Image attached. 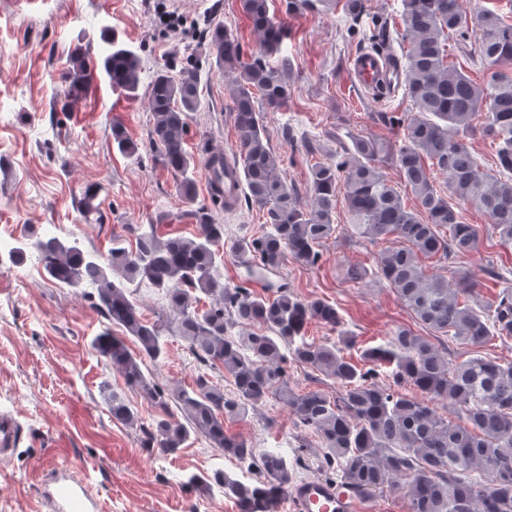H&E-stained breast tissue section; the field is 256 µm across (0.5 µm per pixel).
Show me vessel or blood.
Masks as SVG:
<instances>
[{
  "label": "vessel or blood",
  "instance_id": "vessel-or-blood-1",
  "mask_svg": "<svg viewBox=\"0 0 512 512\" xmlns=\"http://www.w3.org/2000/svg\"><path fill=\"white\" fill-rule=\"evenodd\" d=\"M351 75L355 84L368 91L399 84L403 74L382 52L365 51L353 57ZM17 420L0 413V456L11 454L19 443ZM48 496L55 512H97L98 504L88 486L67 477L65 469L50 473ZM283 498L290 512H365L363 500L341 482L306 479L285 488Z\"/></svg>",
  "mask_w": 512,
  "mask_h": 512
}]
</instances>
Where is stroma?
Masks as SVG:
<instances>
[{
  "instance_id": "1",
  "label": "stroma",
  "mask_w": 512,
  "mask_h": 512,
  "mask_svg": "<svg viewBox=\"0 0 512 512\" xmlns=\"http://www.w3.org/2000/svg\"><path fill=\"white\" fill-rule=\"evenodd\" d=\"M159 2L0 0V242L15 241L31 228L44 233L60 226L104 253L113 235L133 239L141 224L158 225L163 235L196 232L195 208L211 203L208 157L238 153L228 79L205 57V32L211 22H223L246 55L255 48L256 35L241 0H169V10L200 21L198 28L177 32L160 22ZM272 8L288 28L284 51L291 61L290 94L286 107L263 113L262 119L284 178L305 202L313 164L335 160L355 135L402 137L414 105L404 93L384 99L354 84L350 60L369 44L353 34L342 9L290 14L285 0H274ZM401 10V0H367L368 19L388 24L386 45L396 59L404 46ZM104 29L114 30L147 68L175 75L188 60L198 61L202 106L185 136L196 163L194 203L184 202L175 177L150 148L147 84L128 98L98 74L93 89L74 108L61 111L70 50L82 46L90 60H97L106 49L99 38ZM116 123L138 143L139 160L113 149ZM96 182L106 188L97 201L101 220L88 224L81 216L83 191ZM220 218L228 243L263 231L261 211L243 199L221 211ZM336 222L341 229L320 246L317 265L291 260L282 269L295 295L336 307V326L311 320L306 338L330 344L350 337V344H340L341 352L356 361L398 328L426 335L392 288L375 276L379 246L344 231L348 215L341 198ZM489 255L512 270V249L485 242L446 270L451 278L465 272L475 283L473 301L484 305L498 292L486 266ZM354 267L366 270V277L347 279ZM137 300L147 321L165 323L168 356L151 367L154 380L169 389L192 388L199 369L176 335L174 315L150 291H140ZM106 325L91 298L48 280L34 260L0 267V412L14 415L20 426L13 454L0 458V512H53L41 489L57 465L87 483L103 512H240L221 489L192 490L184 480L217 469L254 479L257 468L242 470L236 459L200 436L190 437L175 454H160L144 447L138 427L112 419L105 399L109 388L126 392L144 423L161 411L127 390L123 377L93 350V338ZM224 429L254 447L278 449L298 479L339 478L325 465L321 438L299 428L281 402L258 405L245 417L225 421Z\"/></svg>"
}]
</instances>
